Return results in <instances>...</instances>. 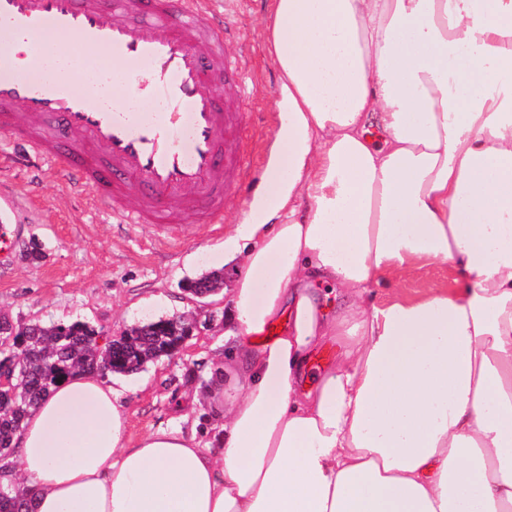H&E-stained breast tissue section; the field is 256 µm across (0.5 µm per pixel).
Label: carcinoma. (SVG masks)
I'll use <instances>...</instances> for the list:
<instances>
[{
    "mask_svg": "<svg viewBox=\"0 0 512 512\" xmlns=\"http://www.w3.org/2000/svg\"><path fill=\"white\" fill-rule=\"evenodd\" d=\"M223 283L218 274L190 283L193 295L214 292ZM133 335L112 343L104 327L86 322H39L9 324L0 333V368L12 374L13 384L0 389V461L14 452L13 438L41 398L58 382L79 372H96L103 377L132 374L146 364L179 352L185 336H169L168 321L159 319L131 329ZM17 488L0 485V512H21Z\"/></svg>",
    "mask_w": 512,
    "mask_h": 512,
    "instance_id": "carcinoma-1",
    "label": "carcinoma"
}]
</instances>
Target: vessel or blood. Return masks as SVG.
Masks as SVG:
<instances>
[{
	"mask_svg": "<svg viewBox=\"0 0 512 512\" xmlns=\"http://www.w3.org/2000/svg\"><path fill=\"white\" fill-rule=\"evenodd\" d=\"M78 35L91 57L128 64L129 102L43 78L46 44ZM214 0H0V126L20 156L63 167L121 222L171 225L169 202L219 224L241 185L244 115L222 87L238 84ZM155 100L159 112L139 101ZM136 187L139 204L121 202Z\"/></svg>",
	"mask_w": 512,
	"mask_h": 512,
	"instance_id": "1",
	"label": "vessel or blood"
}]
</instances>
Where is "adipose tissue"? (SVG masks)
Segmentation results:
<instances>
[{"label": "adipose tissue", "instance_id": "1", "mask_svg": "<svg viewBox=\"0 0 512 512\" xmlns=\"http://www.w3.org/2000/svg\"><path fill=\"white\" fill-rule=\"evenodd\" d=\"M263 35L280 112L224 243L223 422L134 440L112 382L68 378L15 438L24 512H512V0H271ZM47 73L128 78L69 40ZM428 263L451 284L396 291Z\"/></svg>", "mask_w": 512, "mask_h": 512}]
</instances>
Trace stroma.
Returning a JSON list of instances; mask_svg holds the SVG:
<instances>
[{"mask_svg": "<svg viewBox=\"0 0 512 512\" xmlns=\"http://www.w3.org/2000/svg\"><path fill=\"white\" fill-rule=\"evenodd\" d=\"M227 55L235 62L246 93L247 114L241 148L251 170L244 173L235 207L225 210L220 230L178 216L179 243L165 242L155 224H117L96 208L93 187H74L63 173L45 170L38 159L16 163L13 138L0 128V188L15 194L13 217L20 242L0 263V311L42 323L80 320L104 327L112 335L161 317H199L194 336L175 357L147 364L138 373L114 376L120 402L138 437L160 427L183 426L185 414L215 422L206 399L214 377L230 378L234 362L224 345L230 309L223 295L198 299L184 289L186 280L214 270L224 273L225 288L234 285V267L224 260V241L240 218L239 203L251 198L253 171L264 170L277 131L278 72L261 36L266 0H221ZM40 259L29 255L32 242Z\"/></svg>", "mask_w": 512, "mask_h": 512, "instance_id": "obj_1", "label": "stroma"}]
</instances>
